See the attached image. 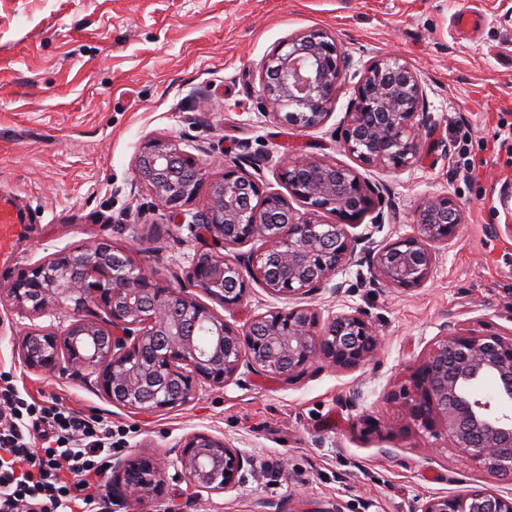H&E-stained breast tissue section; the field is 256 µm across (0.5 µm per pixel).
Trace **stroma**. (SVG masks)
<instances>
[{"label":"stroma","mask_w":512,"mask_h":512,"mask_svg":"<svg viewBox=\"0 0 512 512\" xmlns=\"http://www.w3.org/2000/svg\"><path fill=\"white\" fill-rule=\"evenodd\" d=\"M466 10L486 23L464 38L453 21ZM314 28L344 46L350 82L389 51L418 69L429 135L411 167H361L341 149L351 90L314 130L264 113V61ZM502 120L512 123V0H0V197L22 210L0 250V283L93 241L129 248L146 270L185 274L206 239L136 183L133 161L150 135L194 154L212 181L237 164L277 190L278 166L305 155L358 168L384 197L379 243L414 233L429 198L453 194L466 214L424 287L383 288L355 262L336 275L338 293L313 297L322 311L359 309L374 323L378 355L357 370L314 367L286 383L243 368L178 410L137 415L82 381L24 368L16 323L0 308V379L24 402L110 421L122 455L162 453L206 430L252 462L235 491L200 499L175 480L143 506L114 499L104 477L106 512H413L435 495L512 489L410 427L394 398L444 324L512 331V141L493 146ZM469 161L481 165L472 179L461 172Z\"/></svg>","instance_id":"35a3bbf8"}]
</instances>
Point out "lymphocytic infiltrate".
<instances>
[{
  "label": "lymphocytic infiltrate",
  "instance_id": "obj_1",
  "mask_svg": "<svg viewBox=\"0 0 512 512\" xmlns=\"http://www.w3.org/2000/svg\"><path fill=\"white\" fill-rule=\"evenodd\" d=\"M112 446L107 421L1 388L0 512H94Z\"/></svg>",
  "mask_w": 512,
  "mask_h": 512
}]
</instances>
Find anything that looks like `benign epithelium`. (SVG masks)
<instances>
[{"label":"benign epithelium","mask_w":512,"mask_h":512,"mask_svg":"<svg viewBox=\"0 0 512 512\" xmlns=\"http://www.w3.org/2000/svg\"><path fill=\"white\" fill-rule=\"evenodd\" d=\"M346 67V51L327 31L288 38L262 67L264 111L302 130L322 126L345 85ZM425 97L420 74L399 55L369 62L345 113L340 147L363 166H411L427 133L413 122ZM133 171L172 212L197 203L192 223L227 254L197 251L186 278L226 310L241 306L254 283L277 299L338 292L334 276L369 240L348 228L361 226L381 205L379 191L355 169L317 156L280 167L286 195L235 164L202 196V167L157 137L142 142ZM291 198L305 212L294 210ZM326 213L334 220H323ZM463 223L465 211L454 196L424 201L414 234L367 252L379 284L393 291L424 286L440 247L457 238ZM255 241L258 249L238 252ZM0 304L28 320L13 345L24 367L76 377L133 414L177 410L204 384L226 386L243 366L288 383L316 363L353 371L373 361L379 346L373 322L359 310L325 316L312 305H292L235 325L189 289L160 285L128 250L107 242L61 251L23 269L0 287ZM43 317L57 323H37ZM484 379L497 385L491 399L473 390ZM399 397L414 424L489 474L512 478V414L498 411L512 404V332L444 325ZM172 453L170 461L149 450L112 458L114 495L136 503L158 500L171 477L185 478L200 497L231 492L242 482L246 460L222 436L188 432ZM414 512H512V490L475 487L432 496Z\"/></svg>","instance_id":"1"}]
</instances>
